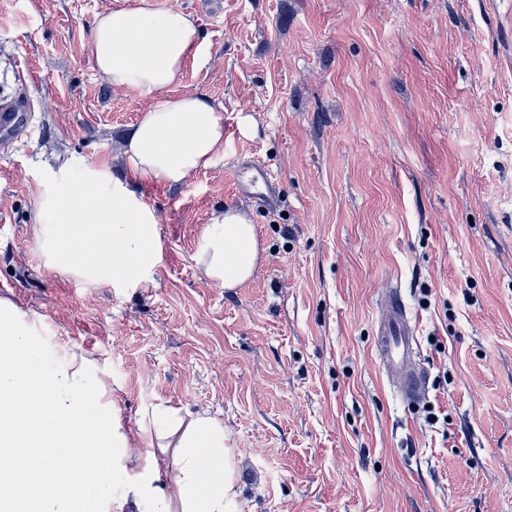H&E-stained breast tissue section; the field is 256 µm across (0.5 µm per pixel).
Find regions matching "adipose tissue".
<instances>
[{
    "label": "adipose tissue",
    "instance_id": "adipose-tissue-1",
    "mask_svg": "<svg viewBox=\"0 0 512 512\" xmlns=\"http://www.w3.org/2000/svg\"><path fill=\"white\" fill-rule=\"evenodd\" d=\"M95 66L113 86L164 98L124 142L125 168L174 186L224 152V115L210 97L165 92L201 59L196 28L175 9L98 14ZM36 215L50 268L90 285L134 290L161 260L158 218L109 168H60L42 178ZM259 256L255 224L238 208L212 213L195 256L223 288L249 280ZM224 422L159 403L130 433L100 364L41 332L0 298V512H241Z\"/></svg>",
    "mask_w": 512,
    "mask_h": 512
}]
</instances>
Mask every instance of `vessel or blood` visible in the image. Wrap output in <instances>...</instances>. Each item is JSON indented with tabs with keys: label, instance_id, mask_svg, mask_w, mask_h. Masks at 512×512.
<instances>
[{
	"label": "vessel or blood",
	"instance_id": "1",
	"mask_svg": "<svg viewBox=\"0 0 512 512\" xmlns=\"http://www.w3.org/2000/svg\"><path fill=\"white\" fill-rule=\"evenodd\" d=\"M31 115L27 97L0 104V149L9 150L14 141L30 136ZM234 184L239 195L270 202L279 194V181L264 163L248 158L234 167ZM417 324L400 289L385 296V312L376 324L375 353L382 371L405 404H417L427 395L429 377L418 360Z\"/></svg>",
	"mask_w": 512,
	"mask_h": 512
}]
</instances>
